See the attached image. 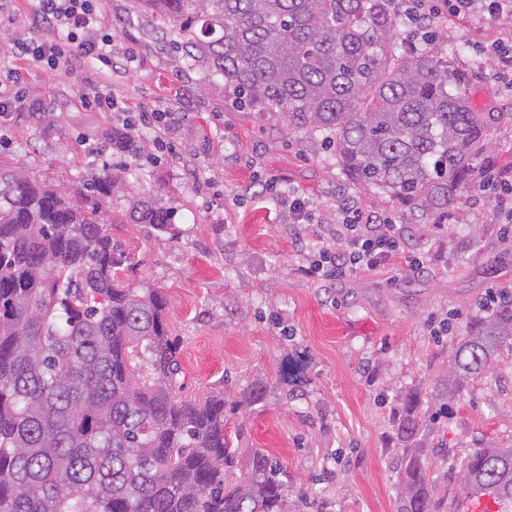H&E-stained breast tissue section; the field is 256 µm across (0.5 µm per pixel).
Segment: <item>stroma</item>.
Masks as SVG:
<instances>
[{
  "mask_svg": "<svg viewBox=\"0 0 512 512\" xmlns=\"http://www.w3.org/2000/svg\"><path fill=\"white\" fill-rule=\"evenodd\" d=\"M96 8L131 66L21 65L11 45L42 32L29 20V0H0V69L21 68L25 96L39 106L0 124V164L67 192L107 168L174 207L164 233L127 220L121 196L101 210L132 257L125 282L166 300L181 344L176 398H236L266 382V398L236 411L227 428L241 431L240 448L266 449L282 463L289 503L304 491L319 512H398L386 446L398 391L431 386L479 302L512 286V239L499 231L492 198L474 184L447 215H424L354 185L321 135L236 106L221 78L188 66L152 31L136 0H98ZM511 33L476 14L439 20L423 45L473 72L475 107L497 115L482 158L504 168H512V84L498 78L482 46ZM96 88L124 111L84 105L81 94ZM153 109L170 112L165 133L140 123V111ZM116 131L134 137L141 153L114 145ZM288 189L308 198L316 222L291 223L278 200ZM346 197L404 225L406 253L424 255L427 272L401 261L324 286L306 277L307 259L332 246L326 225ZM452 410L440 435L456 457L489 441L512 444V365L496 366L456 396Z\"/></svg>",
  "mask_w": 512,
  "mask_h": 512,
  "instance_id": "obj_1",
  "label": "stroma"
}]
</instances>
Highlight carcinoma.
I'll use <instances>...</instances> for the list:
<instances>
[{
	"label": "carcinoma",
	"mask_w": 512,
	"mask_h": 512,
	"mask_svg": "<svg viewBox=\"0 0 512 512\" xmlns=\"http://www.w3.org/2000/svg\"><path fill=\"white\" fill-rule=\"evenodd\" d=\"M184 60L224 79L258 112L324 135L352 181L423 213H448L479 168L494 114L470 76L398 43L396 0H138ZM129 190L104 170L79 200L0 167V512H288L283 468L243 453L228 414L263 400L172 393L180 344L167 305L120 279L101 202ZM172 207L130 198L129 218L158 232ZM512 299L474 316L429 392L399 391V512H458L488 495L512 512V446L487 442L459 461L440 439L449 403L502 356ZM448 463L433 478L435 461Z\"/></svg>",
	"instance_id": "obj_1"
}]
</instances>
